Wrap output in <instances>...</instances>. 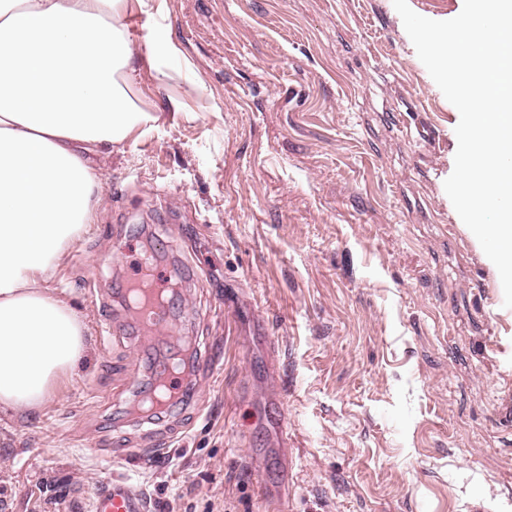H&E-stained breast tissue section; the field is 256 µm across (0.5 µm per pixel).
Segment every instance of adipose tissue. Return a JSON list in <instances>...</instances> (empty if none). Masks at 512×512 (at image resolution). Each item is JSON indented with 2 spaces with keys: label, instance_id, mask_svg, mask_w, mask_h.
I'll return each mask as SVG.
<instances>
[{
  "label": "adipose tissue",
  "instance_id": "ef3b65f1",
  "mask_svg": "<svg viewBox=\"0 0 512 512\" xmlns=\"http://www.w3.org/2000/svg\"><path fill=\"white\" fill-rule=\"evenodd\" d=\"M144 0H0V413L42 410L86 353L47 280L95 219L94 157L157 123L129 95Z\"/></svg>",
  "mask_w": 512,
  "mask_h": 512
}]
</instances>
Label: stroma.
<instances>
[{
    "label": "stroma",
    "instance_id": "obj_1",
    "mask_svg": "<svg viewBox=\"0 0 512 512\" xmlns=\"http://www.w3.org/2000/svg\"><path fill=\"white\" fill-rule=\"evenodd\" d=\"M127 31L130 95L163 118L96 158L95 222L49 282L85 358L0 416V512H91L113 477L148 512H272L282 487L287 512H512V308L444 189L460 115L393 0H166ZM150 250L158 356L116 293ZM189 346L216 371L131 415Z\"/></svg>",
    "mask_w": 512,
    "mask_h": 512
}]
</instances>
